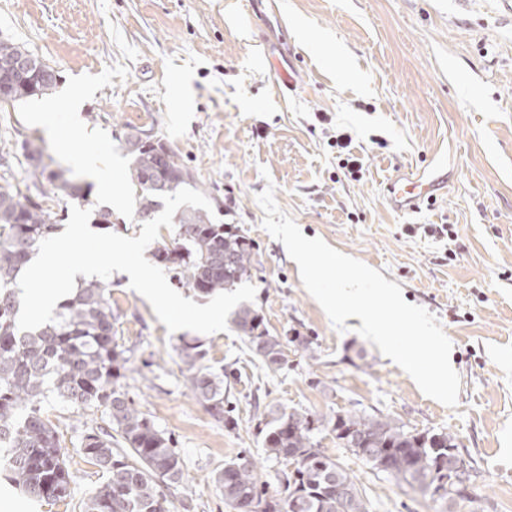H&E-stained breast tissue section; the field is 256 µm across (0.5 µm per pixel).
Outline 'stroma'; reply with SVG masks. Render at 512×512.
Instances as JSON below:
<instances>
[{
  "label": "stroma",
  "instance_id": "obj_1",
  "mask_svg": "<svg viewBox=\"0 0 512 512\" xmlns=\"http://www.w3.org/2000/svg\"><path fill=\"white\" fill-rule=\"evenodd\" d=\"M0 0V36L60 74L54 94L0 107V185L52 197L58 226L72 202L48 178L29 180L26 150L91 187L92 210L110 209L113 233L136 237L126 186V133L170 146L209 199L214 223L246 231L256 248L253 306L274 336L307 337L272 371L234 329L203 336L224 369L227 426L185 386L184 365L148 301L122 273L112 280L117 339L130 348L125 390L170 435L184 459L174 500L193 512H233L211 478L240 455L254 459L270 494L288 464L269 460L263 428L275 412L327 420L362 411L415 433L446 431L471 466L464 497L433 496L316 438L355 477L369 512H512V0ZM292 79L295 92L276 85ZM96 142L58 134L69 97ZM352 138L362 176L346 177L337 133ZM97 153L104 202L78 160ZM436 179L433 201L400 211L389 184ZM274 185L303 235L323 239L398 283L452 343L461 378L449 408L426 397L347 319L337 330L302 284L296 262L262 226L256 197ZM452 235L439 234V225ZM72 474L64 501L31 500L0 468V504L16 512H82L100 482L78 450L76 421L47 399Z\"/></svg>",
  "mask_w": 512,
  "mask_h": 512
}]
</instances>
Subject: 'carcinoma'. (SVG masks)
<instances>
[{
  "label": "carcinoma",
  "instance_id": "obj_1",
  "mask_svg": "<svg viewBox=\"0 0 512 512\" xmlns=\"http://www.w3.org/2000/svg\"><path fill=\"white\" fill-rule=\"evenodd\" d=\"M29 55L33 68L23 76L0 70V82L14 84L12 101L52 93L58 71L24 46L0 41V59ZM129 182L138 224L157 217L161 195L196 187L189 170L161 141H144L130 132L124 138ZM32 175H48L56 189L79 204L84 187L47 171L42 152L27 155ZM170 241L154 243L150 253L183 288L202 296L222 293L251 276L254 241L232 224H216L210 213L187 206L175 215ZM56 229V213L43 201L21 197L12 186H0V461L11 480L27 495L61 501L71 495L72 475L57 430L42 418L49 397L82 419L79 451L98 468L103 481L83 502L82 512H174L164 489L183 478V459L171 437L134 406L121 380L126 378L130 349L118 342L112 310V282L92 279L54 309L58 321L32 331L17 325L20 309L17 279L38 251L41 240ZM231 323L251 352L269 370L280 368L288 340L273 336L250 304L240 305ZM176 351L186 366L190 392L210 413L224 416V373L208 365L204 344L179 337ZM101 414V419L93 418ZM104 421L107 426L98 425ZM317 420L307 413L281 411L266 423L265 444L272 459H291L284 496L268 493L258 466L247 456L224 463L212 477L216 491L235 512L266 502L268 512H366L364 500L342 497L337 487L354 488L353 478L314 440ZM336 439L357 442L361 459L409 485L421 487L447 477L448 450L457 447L450 432L413 433L390 418L357 411L329 420Z\"/></svg>",
  "mask_w": 512,
  "mask_h": 512
}]
</instances>
